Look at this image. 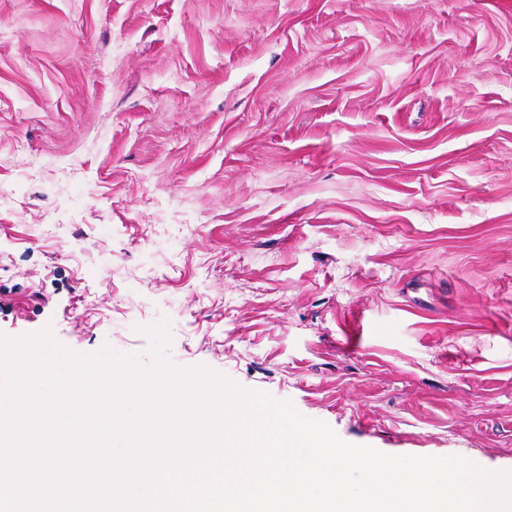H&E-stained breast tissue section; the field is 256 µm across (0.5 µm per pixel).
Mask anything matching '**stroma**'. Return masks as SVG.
<instances>
[{
	"label": "stroma",
	"instance_id": "obj_1",
	"mask_svg": "<svg viewBox=\"0 0 512 512\" xmlns=\"http://www.w3.org/2000/svg\"><path fill=\"white\" fill-rule=\"evenodd\" d=\"M0 335L512 471V0H0Z\"/></svg>",
	"mask_w": 512,
	"mask_h": 512
}]
</instances>
